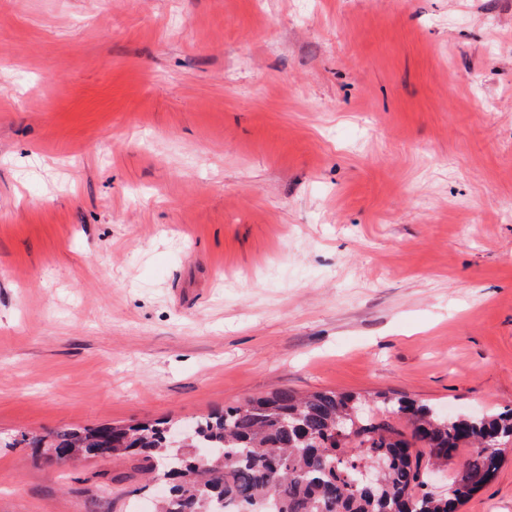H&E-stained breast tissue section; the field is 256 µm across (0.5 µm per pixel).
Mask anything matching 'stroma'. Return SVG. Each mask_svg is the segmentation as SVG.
Masks as SVG:
<instances>
[{"instance_id": "stroma-1", "label": "stroma", "mask_w": 512, "mask_h": 512, "mask_svg": "<svg viewBox=\"0 0 512 512\" xmlns=\"http://www.w3.org/2000/svg\"><path fill=\"white\" fill-rule=\"evenodd\" d=\"M280 390L512 408V0H0V512L153 499L26 437Z\"/></svg>"}]
</instances>
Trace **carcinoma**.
<instances>
[{
    "label": "carcinoma",
    "mask_w": 512,
    "mask_h": 512,
    "mask_svg": "<svg viewBox=\"0 0 512 512\" xmlns=\"http://www.w3.org/2000/svg\"><path fill=\"white\" fill-rule=\"evenodd\" d=\"M405 422V429L386 415ZM191 440L169 447L168 428L106 424L31 438L61 460L135 455L170 480L157 512H458L496 477L512 443V409L448 417L403 397L373 402L320 391L282 390L228 405L188 426ZM474 449L444 495L428 490L429 466ZM379 466L373 487L355 483Z\"/></svg>",
    "instance_id": "cac0c4a2"
}]
</instances>
